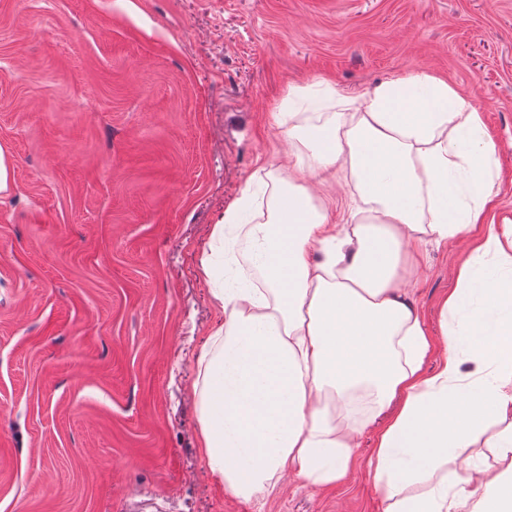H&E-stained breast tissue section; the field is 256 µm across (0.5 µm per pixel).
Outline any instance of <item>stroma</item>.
<instances>
[{
  "instance_id": "obj_1",
  "label": "stroma",
  "mask_w": 512,
  "mask_h": 512,
  "mask_svg": "<svg viewBox=\"0 0 512 512\" xmlns=\"http://www.w3.org/2000/svg\"><path fill=\"white\" fill-rule=\"evenodd\" d=\"M427 71L481 113L512 217V0H0V512H383L360 437L346 481L233 495L199 449L200 263L291 88ZM463 252L429 246L439 330ZM491 449L448 464L475 485Z\"/></svg>"
}]
</instances>
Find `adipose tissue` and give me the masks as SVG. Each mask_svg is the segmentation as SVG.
I'll return each instance as SVG.
<instances>
[{
    "mask_svg": "<svg viewBox=\"0 0 512 512\" xmlns=\"http://www.w3.org/2000/svg\"><path fill=\"white\" fill-rule=\"evenodd\" d=\"M329 100L339 110L321 118ZM287 103L295 163L268 171L265 205L243 192L211 231L216 243L229 227L243 236L260 284L226 254L202 263L224 282L211 293L221 319L197 357L208 472L247 497L285 474L332 485L348 477L374 424L384 512H512V281L477 279L466 256L442 310L475 312L437 342L401 278L424 267L429 242L468 241L476 224L486 227L478 253L512 266V220L489 209L496 146L479 111L424 71L369 93L297 88ZM346 172L369 223H335L309 188ZM439 345L441 362L426 371ZM359 391L371 403L362 419ZM492 420L501 429L484 437ZM480 441L495 466L477 488L435 479L449 454ZM422 482L427 490L410 493Z\"/></svg>",
    "mask_w": 512,
    "mask_h": 512,
    "instance_id": "ef3b65f1",
    "label": "adipose tissue"
}]
</instances>
